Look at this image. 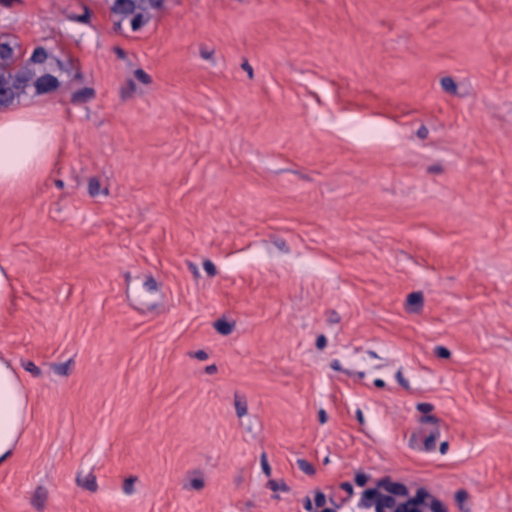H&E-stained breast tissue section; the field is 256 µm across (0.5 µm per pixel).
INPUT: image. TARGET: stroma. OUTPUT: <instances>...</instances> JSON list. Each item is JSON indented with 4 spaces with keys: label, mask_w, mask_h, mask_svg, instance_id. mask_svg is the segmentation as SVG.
I'll use <instances>...</instances> for the list:
<instances>
[{
    "label": "stroma",
    "mask_w": 512,
    "mask_h": 512,
    "mask_svg": "<svg viewBox=\"0 0 512 512\" xmlns=\"http://www.w3.org/2000/svg\"><path fill=\"white\" fill-rule=\"evenodd\" d=\"M74 62L0 197V512H512V0H0ZM106 0L112 24L117 29L138 31L147 26L163 8L164 0ZM32 416L26 380L16 367L0 359V471L10 469ZM365 512H445L444 506L422 489L380 484L366 491Z\"/></svg>",
    "instance_id": "1"
}]
</instances>
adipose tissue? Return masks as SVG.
<instances>
[{"mask_svg":"<svg viewBox=\"0 0 512 512\" xmlns=\"http://www.w3.org/2000/svg\"><path fill=\"white\" fill-rule=\"evenodd\" d=\"M60 128L53 113L37 104L0 112V196L37 184L57 161ZM32 416L28 385L8 361L0 359V471L10 469Z\"/></svg>","mask_w":512,"mask_h":512,"instance_id":"1","label":"adipose tissue"}]
</instances>
